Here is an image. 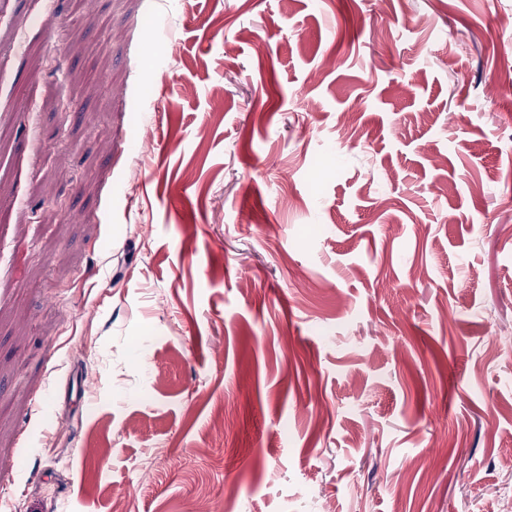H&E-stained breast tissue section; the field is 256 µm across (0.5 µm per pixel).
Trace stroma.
I'll return each instance as SVG.
<instances>
[{
	"label": "stroma",
	"mask_w": 512,
	"mask_h": 512,
	"mask_svg": "<svg viewBox=\"0 0 512 512\" xmlns=\"http://www.w3.org/2000/svg\"><path fill=\"white\" fill-rule=\"evenodd\" d=\"M511 72L512 0H0V512H501Z\"/></svg>",
	"instance_id": "stroma-1"
}]
</instances>
